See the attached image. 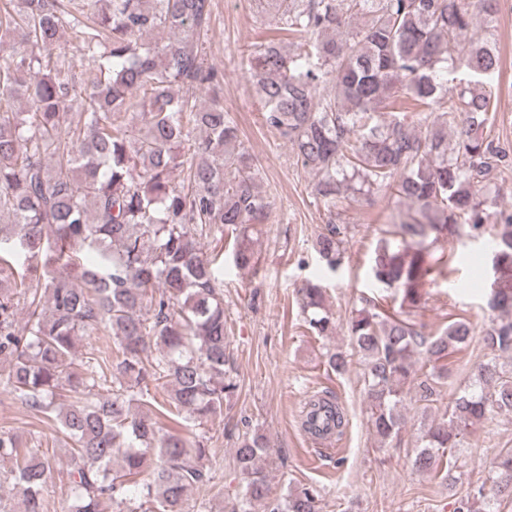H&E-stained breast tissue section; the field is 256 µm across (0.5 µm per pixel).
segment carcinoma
<instances>
[{
    "instance_id": "1",
    "label": "carcinoma",
    "mask_w": 512,
    "mask_h": 512,
    "mask_svg": "<svg viewBox=\"0 0 512 512\" xmlns=\"http://www.w3.org/2000/svg\"><path fill=\"white\" fill-rule=\"evenodd\" d=\"M295 52L270 41L252 53L251 78L266 126L314 173L329 212L342 199L392 187L405 206L374 250L373 279L398 309L364 298L347 322L353 352L330 351L346 373L353 355L372 430L386 446L400 435L397 411L412 396L427 411L448 380V355L475 335L463 319L435 335L416 315L443 256L437 248L497 228L500 283L486 294L494 317L482 330L486 359L426 425L414 464L456 468L455 449L491 411L512 413V214L491 186L509 153L484 134L497 110L491 90L471 84L501 66L494 40L497 0H261ZM211 0H0V391L53 420L68 447L73 498L64 512H185L187 495L208 481L209 450L162 426L205 425L230 408L224 293L202 240L234 235L232 260L252 269L256 225L268 207L261 173L215 91L200 36ZM364 21L344 32L349 20ZM87 62L72 73L66 46ZM476 78L453 90L442 65ZM211 93L198 102L200 90ZM415 107L448 100V111L418 119L383 117L393 94ZM26 103L29 109H19ZM81 111H73L74 107ZM454 147L448 149V128ZM350 225L331 219L315 241L327 267L345 258ZM84 252L90 260L84 261ZM44 258L43 271L25 265ZM26 267L27 273L17 271ZM308 329L336 334L325 292L298 289ZM27 320L19 325L18 311ZM105 331L102 356L75 358L82 336ZM155 357L148 358V350ZM164 381L168 407L154 411L149 386ZM73 394L65 410L55 400ZM347 419L332 395L309 400L305 431L343 434ZM245 484L238 512H320L312 487L270 496V446L259 430L235 448ZM0 459L13 464L17 505L44 512L51 458L0 429ZM512 500V448L454 512H497Z\"/></svg>"
}]
</instances>
